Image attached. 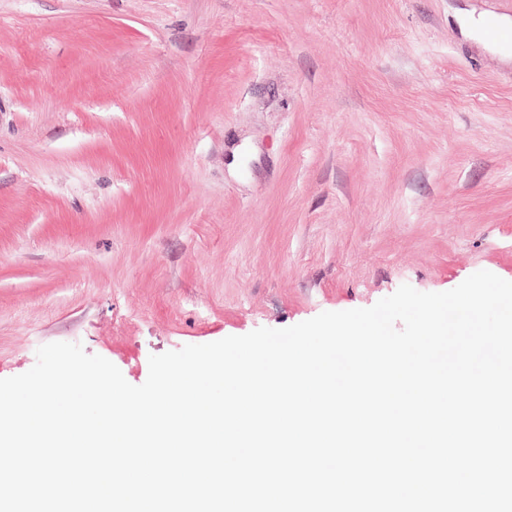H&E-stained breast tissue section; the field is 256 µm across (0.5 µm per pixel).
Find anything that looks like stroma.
<instances>
[{"mask_svg": "<svg viewBox=\"0 0 512 512\" xmlns=\"http://www.w3.org/2000/svg\"><path fill=\"white\" fill-rule=\"evenodd\" d=\"M512 0H0V378L512 281Z\"/></svg>", "mask_w": 512, "mask_h": 512, "instance_id": "stroma-1", "label": "stroma"}]
</instances>
